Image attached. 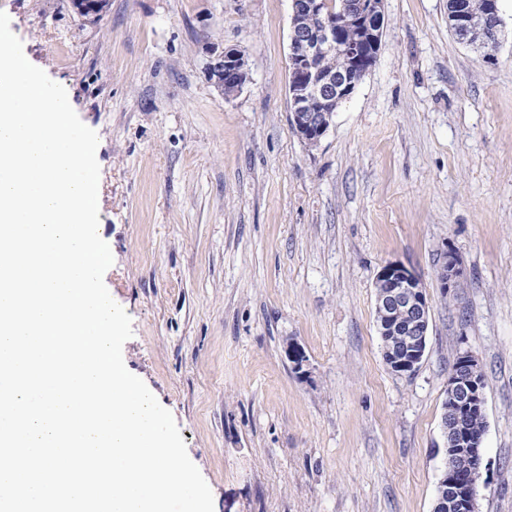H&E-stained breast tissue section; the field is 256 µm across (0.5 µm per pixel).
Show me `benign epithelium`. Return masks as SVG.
<instances>
[{"label": "benign epithelium", "mask_w": 512, "mask_h": 512, "mask_svg": "<svg viewBox=\"0 0 512 512\" xmlns=\"http://www.w3.org/2000/svg\"><path fill=\"white\" fill-rule=\"evenodd\" d=\"M289 72L294 83L289 85L293 112L291 121L308 141L317 143L327 133L332 115L315 111L308 96L317 99L342 100L351 96L357 86L352 73L367 72L364 60L382 38L386 27L383 0H340L339 14L349 15L361 25L362 35L352 42L337 41L336 14L325 10V0H292ZM448 20L457 28H470L464 0H448ZM336 50L350 61L351 68L331 73L320 66V56ZM209 78L220 89L226 85L241 88L248 78L243 55L228 49L215 55L208 67ZM455 256L444 253L438 273L440 288L448 290L460 277ZM376 312L379 335L400 337L396 352L391 354L389 368L396 373H409L425 355L430 336V309L420 280L405 267L388 263L378 273ZM448 388L454 396L452 412L442 415L443 430L453 426L447 439L448 457L464 455L473 459V467L458 476L451 464H444L439 485L448 487V496H438L434 512H445L448 506L458 512H477V483L481 477L483 446L472 440L463 426L465 415L483 412L486 406V384L478 373V362L469 353L461 354L448 374Z\"/></svg>", "instance_id": "obj_1"}]
</instances>
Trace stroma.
Here are the masks:
<instances>
[{
  "label": "stroma",
  "instance_id": "1",
  "mask_svg": "<svg viewBox=\"0 0 512 512\" xmlns=\"http://www.w3.org/2000/svg\"><path fill=\"white\" fill-rule=\"evenodd\" d=\"M383 5L375 64L311 146L290 122L291 0H109L98 17L0 0L98 135L123 355L214 512H433L466 351L487 384L478 512H512V0L490 58L453 36L448 0ZM227 47L248 70L229 97L208 77ZM447 251L463 277L444 293ZM389 263L430 305L410 374L381 353Z\"/></svg>",
  "mask_w": 512,
  "mask_h": 512
}]
</instances>
